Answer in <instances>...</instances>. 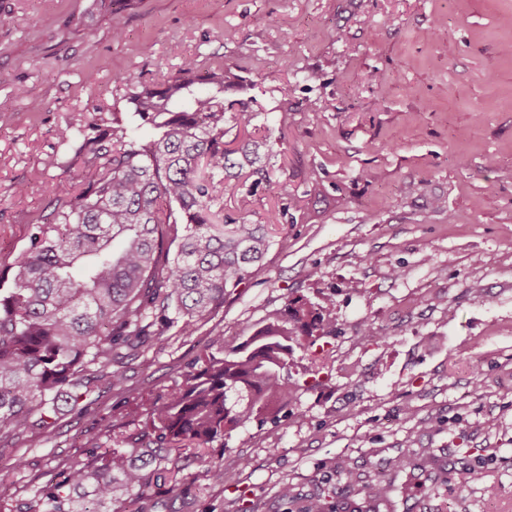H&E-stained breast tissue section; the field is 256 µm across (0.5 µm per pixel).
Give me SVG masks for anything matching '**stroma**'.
<instances>
[{
  "label": "stroma",
  "instance_id": "obj_1",
  "mask_svg": "<svg viewBox=\"0 0 512 512\" xmlns=\"http://www.w3.org/2000/svg\"><path fill=\"white\" fill-rule=\"evenodd\" d=\"M0 13V275L48 185L92 173L59 127L130 123L117 73L153 84L189 59L255 81L228 96L249 100L279 178L250 194L226 175L224 211L282 214L210 322L172 327L124 366V390L62 405L42 447L0 461L1 493L58 479L209 336L240 343L300 296L335 333L295 346L288 408L186 454L181 492L149 488L146 512H304L316 498L328 512H512V0H131L118 41L99 0H0ZM413 470L424 487L402 497Z\"/></svg>",
  "mask_w": 512,
  "mask_h": 512
}]
</instances>
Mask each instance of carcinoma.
Wrapping results in <instances>:
<instances>
[{"mask_svg":"<svg viewBox=\"0 0 512 512\" xmlns=\"http://www.w3.org/2000/svg\"><path fill=\"white\" fill-rule=\"evenodd\" d=\"M242 77L231 68L201 74L187 61L155 87L113 77L131 105L134 128L89 122L58 129L78 143L93 173L52 183L50 211L31 225L8 287L0 284V460L17 443L44 444L60 401L78 392L120 390L118 366L183 321L193 331L224 306V295L274 245L266 223L221 213L224 172L270 180L260 143L225 140L249 126L243 100L224 102ZM327 336L323 316L300 298L287 319L236 345L210 337L212 352L189 365L148 407L128 406L137 432L119 447L96 445L88 462L36 487L0 512H144L151 481L180 490L181 448L224 447V435L288 407L289 342Z\"/></svg>","mask_w":512,"mask_h":512,"instance_id":"carcinoma-1","label":"carcinoma"}]
</instances>
